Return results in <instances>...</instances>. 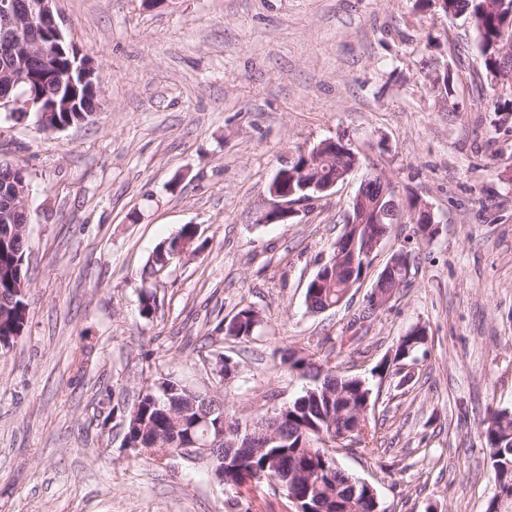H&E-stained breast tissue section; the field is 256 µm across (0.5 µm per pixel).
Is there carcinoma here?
<instances>
[{"mask_svg":"<svg viewBox=\"0 0 512 512\" xmlns=\"http://www.w3.org/2000/svg\"><path fill=\"white\" fill-rule=\"evenodd\" d=\"M447 2L448 13L468 15L485 71L495 73L504 67L512 71V52L504 53V37L512 38V0L498 8L485 6L484 0ZM54 84L33 65L29 81L11 94L23 93L36 99L53 91ZM97 104L98 100L83 92L76 103L78 111L58 112L50 122L87 123ZM27 185L29 174L23 167L0 160V212L13 206L15 197L10 191ZM31 219V212L18 208L13 220L0 222V346L4 348L14 343L25 327L28 302L20 291L26 287L21 281L26 275L21 261L26 252L25 228ZM185 248L200 249L196 228L190 224L157 245L142 278L149 280L166 264L181 259ZM347 289L345 278L333 277L321 283L312 278L306 287V307L312 313L332 309ZM262 322L260 312L246 305L224 324V338L247 341ZM426 342L425 334L401 337L392 362L381 361L375 372L381 376L393 363L415 361ZM281 362L307 383L300 395L279 405V412L269 410L254 420L243 421L229 413L220 397L160 377L134 403L118 408L124 441L135 449L136 456L156 462L162 449L212 439L222 427L225 447L211 453L205 464L213 473L224 472V490L237 494L252 477L256 487L266 483L285 496L295 492L313 512H372V499L361 489L360 479L342 470L323 445L324 439L351 428L371 388L362 378L325 371L312 358L296 351H284ZM479 430L489 449L496 486L485 512H512V411L488 410ZM259 473L265 478L257 479Z\"/></svg>","mask_w":512,"mask_h":512,"instance_id":"cac0c4a2","label":"carcinoma"}]
</instances>
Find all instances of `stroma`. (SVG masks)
<instances>
[{
    "instance_id": "stroma-1",
    "label": "stroma",
    "mask_w": 512,
    "mask_h": 512,
    "mask_svg": "<svg viewBox=\"0 0 512 512\" xmlns=\"http://www.w3.org/2000/svg\"><path fill=\"white\" fill-rule=\"evenodd\" d=\"M63 32L94 62L92 121L47 135L0 112V158L30 174L25 330L0 350V512H226L203 464L165 467L127 450L117 404L173 377L222 393L251 419L303 382L290 348L365 378L376 441L337 459L387 512H485L495 492L476 429L512 409V113L495 111L466 15L416 0H56ZM448 71L456 93L433 79ZM350 140L403 209L345 302L309 312L305 288L342 232L365 176L259 224L277 171L298 150ZM430 206L423 241L407 209ZM195 256L155 283L141 271L183 225ZM408 281L364 321L392 255ZM151 288L153 318L139 314ZM245 304L263 324L224 337ZM426 326L427 354L397 388L378 376L401 336ZM86 358L84 369L75 362Z\"/></svg>"
}]
</instances>
